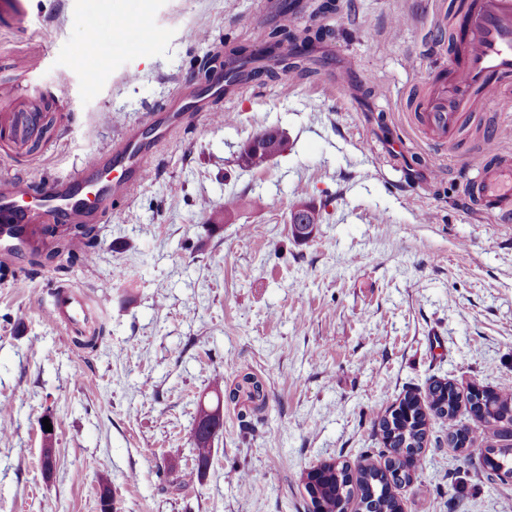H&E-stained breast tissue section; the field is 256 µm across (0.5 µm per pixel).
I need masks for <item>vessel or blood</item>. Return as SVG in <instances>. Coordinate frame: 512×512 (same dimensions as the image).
Returning a JSON list of instances; mask_svg holds the SVG:
<instances>
[{
  "label": "vessel or blood",
  "mask_w": 512,
  "mask_h": 512,
  "mask_svg": "<svg viewBox=\"0 0 512 512\" xmlns=\"http://www.w3.org/2000/svg\"><path fill=\"white\" fill-rule=\"evenodd\" d=\"M466 53L450 66L448 83L427 98L422 120L440 138L454 131L459 117L476 101L501 99L512 90V0H474L464 20ZM152 138L127 129L104 149L95 151L66 177L48 181L36 190L26 176H0V258L13 260L34 241L36 225L49 222L96 224L114 199L126 196L147 177L157 145L179 127L181 114L164 105L150 116ZM38 97L19 105L0 103V140L15 150L24 148L41 129ZM482 162L468 179L469 201L492 214L498 223H512V151L483 143ZM50 319L73 329L86 317L84 297L69 287L49 289Z\"/></svg>",
  "instance_id": "b4317fda"
}]
</instances>
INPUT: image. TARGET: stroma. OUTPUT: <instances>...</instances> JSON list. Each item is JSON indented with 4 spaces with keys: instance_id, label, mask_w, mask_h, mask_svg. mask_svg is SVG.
Masks as SVG:
<instances>
[{
    "instance_id": "35a3bbf8",
    "label": "stroma",
    "mask_w": 512,
    "mask_h": 512,
    "mask_svg": "<svg viewBox=\"0 0 512 512\" xmlns=\"http://www.w3.org/2000/svg\"><path fill=\"white\" fill-rule=\"evenodd\" d=\"M0 15V59L45 52L35 82L57 89L53 134L0 155V174L40 182L74 173L160 102L200 92L190 62L225 45L260 49L282 0H26ZM295 23L332 28L299 69L260 76L188 113L145 181L107 208L90 262L0 260V512H308L306 472L379 463L380 414L435 379L512 384V224L477 211L474 150L512 118V97L476 105L480 123L437 143L424 102L448 81L464 18L455 0H340ZM154 36L132 46L127 6ZM102 48L88 50L85 21ZM287 148L265 168L238 162L259 131ZM322 211L296 241L297 197ZM234 201L229 220L214 222ZM49 281L97 303L95 349L45 313ZM251 372L263 406L224 399L210 463L194 477L200 400ZM55 463L42 466L43 418ZM404 512H505L512 483L475 473L429 426ZM186 476L172 486L176 476Z\"/></svg>"
}]
</instances>
